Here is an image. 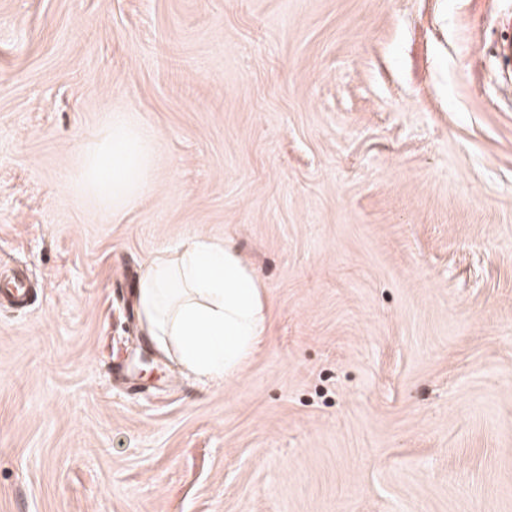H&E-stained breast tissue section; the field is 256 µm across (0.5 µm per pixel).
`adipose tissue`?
I'll return each mask as SVG.
<instances>
[{"label":"adipose tissue","instance_id":"ef3b65f1","mask_svg":"<svg viewBox=\"0 0 512 512\" xmlns=\"http://www.w3.org/2000/svg\"><path fill=\"white\" fill-rule=\"evenodd\" d=\"M152 148L132 123L116 118L87 150L79 180L121 212L150 178ZM140 325L160 351L209 379L237 373L265 330L263 284L231 243L194 235L149 262L134 292Z\"/></svg>","mask_w":512,"mask_h":512}]
</instances>
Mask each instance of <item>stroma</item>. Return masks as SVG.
<instances>
[{"mask_svg": "<svg viewBox=\"0 0 512 512\" xmlns=\"http://www.w3.org/2000/svg\"><path fill=\"white\" fill-rule=\"evenodd\" d=\"M512 0H0V512H512ZM153 143L121 213L77 180ZM192 235L265 287L198 381L134 286ZM151 163L149 139L137 126L116 118L107 138L87 150L79 180L103 206L120 213L147 185ZM30 295L29 282L21 273H15L5 284L1 280L0 299L23 305L28 301Z\"/></svg>", "mask_w": 512, "mask_h": 512, "instance_id": "stroma-1", "label": "stroma"}]
</instances>
